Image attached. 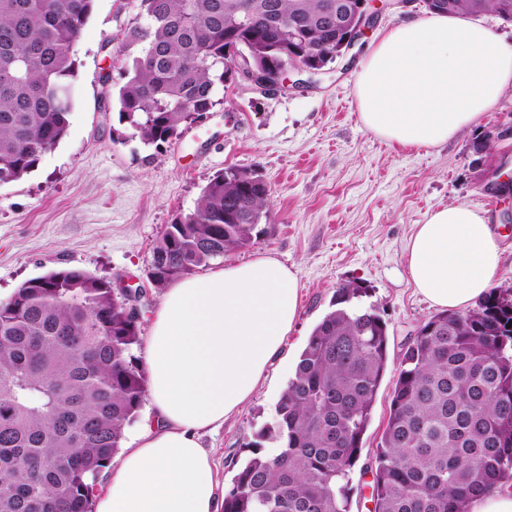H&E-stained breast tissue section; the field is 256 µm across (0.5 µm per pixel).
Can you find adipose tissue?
<instances>
[{"instance_id":"ef3b65f1","label":"adipose tissue","mask_w":512,"mask_h":512,"mask_svg":"<svg viewBox=\"0 0 512 512\" xmlns=\"http://www.w3.org/2000/svg\"><path fill=\"white\" fill-rule=\"evenodd\" d=\"M511 89L512 45L462 13L382 31L354 84L364 127L400 147L448 143ZM501 260L486 216L465 203L430 214L406 249L416 292L442 310L482 296ZM297 310L296 273L267 256L168 288L147 347L154 422L96 492L94 512H217L214 462L199 435L251 400Z\"/></svg>"}]
</instances>
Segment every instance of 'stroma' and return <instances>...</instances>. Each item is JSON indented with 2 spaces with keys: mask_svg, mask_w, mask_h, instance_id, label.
I'll return each instance as SVG.
<instances>
[{
  "mask_svg": "<svg viewBox=\"0 0 512 512\" xmlns=\"http://www.w3.org/2000/svg\"><path fill=\"white\" fill-rule=\"evenodd\" d=\"M379 7L375 26L325 73L300 75L299 87L274 95L226 88L212 112L155 148L132 136L106 97L123 82L125 30L139 21L140 0H94L73 46L77 72L67 135L29 174L0 185V303L27 280L53 271L124 279L148 291L133 348L141 360L164 299L146 273L165 226L191 213L226 167L257 171L267 181L269 222L257 242L211 260L208 268L275 257L297 275L299 313L250 402L200 437L222 490L234 475L231 459L248 457L255 433L275 423L277 403L337 288L360 281L387 323L392 363L352 474V512H373L364 487L389 416L393 366L419 325L436 313L416 293L405 263L411 236L431 212L454 202L483 210L503 251L494 284L512 288V90L446 145L416 152L375 136L355 110L358 62L378 31L424 12L420 0L406 8L380 0Z\"/></svg>",
  "mask_w": 512,
  "mask_h": 512,
  "instance_id": "1",
  "label": "stroma"
}]
</instances>
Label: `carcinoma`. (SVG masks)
<instances>
[{
    "instance_id": "1",
    "label": "carcinoma",
    "mask_w": 512,
    "mask_h": 512,
    "mask_svg": "<svg viewBox=\"0 0 512 512\" xmlns=\"http://www.w3.org/2000/svg\"><path fill=\"white\" fill-rule=\"evenodd\" d=\"M140 0L130 27L119 119L145 145L181 134L189 113L212 111L233 46L279 68L288 53L320 58L336 30L326 0ZM94 0H0V177L14 182L66 136L73 111L72 45ZM512 16V0H484ZM302 28L288 37V18ZM270 192L230 166L197 208L166 225L147 278L157 290L252 246ZM336 289L278 404L233 463L222 512H351L352 473L388 368V328L362 298ZM138 314L114 284L79 269L24 282L0 304V512H92L99 474L142 407L147 380L132 354ZM279 444L273 454L263 442ZM374 512H469L491 488L512 486V289L491 288L467 311L422 324L397 365L386 427L374 451Z\"/></svg>"
}]
</instances>
